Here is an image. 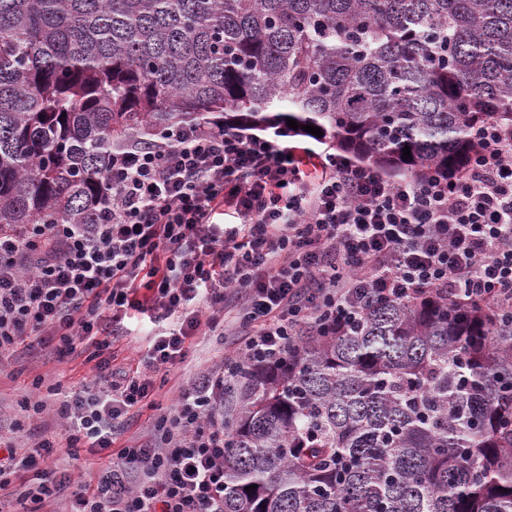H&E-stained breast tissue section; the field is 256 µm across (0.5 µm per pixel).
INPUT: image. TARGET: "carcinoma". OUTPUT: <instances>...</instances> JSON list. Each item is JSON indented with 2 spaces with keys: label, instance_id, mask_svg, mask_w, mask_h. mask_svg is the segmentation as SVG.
I'll return each instance as SVG.
<instances>
[{
  "label": "carcinoma",
  "instance_id": "obj_1",
  "mask_svg": "<svg viewBox=\"0 0 512 512\" xmlns=\"http://www.w3.org/2000/svg\"><path fill=\"white\" fill-rule=\"evenodd\" d=\"M201 119L456 174L512 126V0H0L1 231L99 223L112 149ZM224 396V512H512V316L484 304L373 302Z\"/></svg>",
  "mask_w": 512,
  "mask_h": 512
}]
</instances>
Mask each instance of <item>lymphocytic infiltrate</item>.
Returning a JSON list of instances; mask_svg holds the SVG:
<instances>
[{
	"mask_svg": "<svg viewBox=\"0 0 512 512\" xmlns=\"http://www.w3.org/2000/svg\"><path fill=\"white\" fill-rule=\"evenodd\" d=\"M455 178L386 176L352 159L210 122L113 151L96 224L0 233V356L59 337L95 373L37 451L0 433V505L26 512H224V385L286 359L299 337L352 327L378 300L462 297L512 310V128L490 122ZM154 325L136 369L107 351ZM231 352L179 383L130 439L160 373L202 329ZM87 441L95 471L62 449Z\"/></svg>",
	"mask_w": 512,
	"mask_h": 512,
	"instance_id": "f902f5d3",
	"label": "lymphocytic infiltrate"
}]
</instances>
